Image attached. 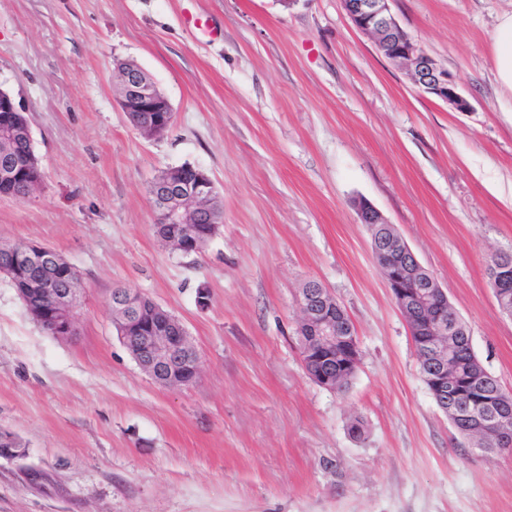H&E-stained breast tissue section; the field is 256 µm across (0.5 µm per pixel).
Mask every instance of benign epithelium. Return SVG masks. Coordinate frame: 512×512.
Segmentation results:
<instances>
[{
    "label": "benign epithelium",
    "mask_w": 512,
    "mask_h": 512,
    "mask_svg": "<svg viewBox=\"0 0 512 512\" xmlns=\"http://www.w3.org/2000/svg\"><path fill=\"white\" fill-rule=\"evenodd\" d=\"M354 26L370 35L377 51L406 69L423 92L458 112L471 109L459 82L448 69L421 49L401 28L391 12V0H341ZM118 102L133 128L146 137L164 132L172 123V106L150 74L124 62L117 66ZM31 137L25 109L8 90L0 87V140L9 143ZM29 174L24 190L37 185L40 168L33 157L0 151V180L7 183ZM149 194L164 243L184 255L201 251L219 225L211 208L216 189L201 169L169 168L152 182ZM363 224L390 227L370 201L355 203ZM373 253L383 271L393 300L404 316L414 342L420 374L438 408L454 417L460 435H476L498 448L512 446V407L503 397L489 393L477 375L464 373L456 362L455 326L448 323L456 311L433 275L419 277L422 263L400 236L376 238ZM0 255L9 261L8 277L19 283L18 295L28 314L50 326L58 337L74 334L77 311L85 292L64 273L67 264L57 251L38 245L0 244ZM302 317L298 330L304 335L305 369L317 370L319 385L339 389L336 367L353 372L359 363L355 327L347 312L317 281L300 289ZM112 322L118 337L140 370L162 387L194 384L201 361L181 321L151 298L130 288L112 290ZM25 448L11 434L0 431V456L22 457Z\"/></svg>",
    "instance_id": "1"
}]
</instances>
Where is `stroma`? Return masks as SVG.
I'll use <instances>...</instances> for the list:
<instances>
[{
  "instance_id": "obj_1",
  "label": "stroma",
  "mask_w": 512,
  "mask_h": 512,
  "mask_svg": "<svg viewBox=\"0 0 512 512\" xmlns=\"http://www.w3.org/2000/svg\"><path fill=\"white\" fill-rule=\"evenodd\" d=\"M391 10L470 111L422 92L341 0H0V87L23 103L44 171L30 196L0 198V242L51 246L87 285L75 336L59 338L0 277V430L26 448L0 457V512H512V451H480L437 407L354 206L395 226L512 392V319L486 276L512 252V90L494 65L512 0ZM119 61L169 99L163 134L129 124ZM181 165L224 206L191 255L159 242L148 192ZM310 280L356 330L342 391L302 361ZM121 287L182 321L195 384L139 370L112 325ZM355 207L362 224H370V227L375 226V224H380L376 226H379V228L390 227L393 229V226L389 224L382 212L367 199H359L355 203Z\"/></svg>"
}]
</instances>
